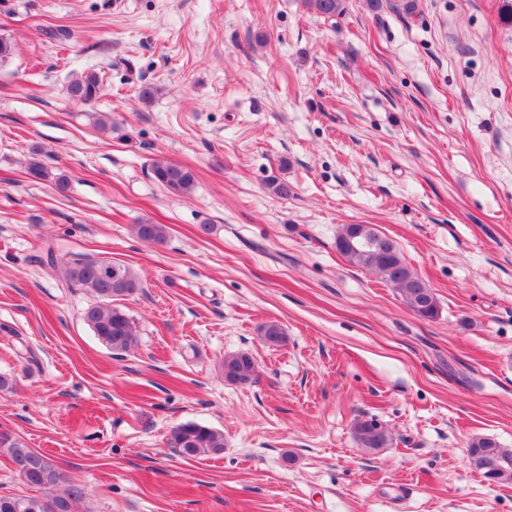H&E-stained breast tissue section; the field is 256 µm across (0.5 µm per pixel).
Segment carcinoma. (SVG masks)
<instances>
[{
    "instance_id": "1",
    "label": "carcinoma",
    "mask_w": 512,
    "mask_h": 512,
    "mask_svg": "<svg viewBox=\"0 0 512 512\" xmlns=\"http://www.w3.org/2000/svg\"><path fill=\"white\" fill-rule=\"evenodd\" d=\"M305 7L319 17H333L342 10V0H304ZM102 79L95 72H87L70 80L66 87L69 99L82 104L96 100ZM151 177L168 192L187 196L195 188L196 172L187 166L157 159L150 167ZM136 233L144 241L162 243L166 228L162 224L141 223ZM336 250L349 264L371 270L396 288L410 310L419 318L435 320L439 317L440 303L436 293L408 266L394 241L373 224H344L336 237ZM38 263L46 269L62 267L70 288H82L96 298L84 311V321L95 336L113 351H126L134 345V327L129 316L112 304V299L130 297L143 288V283L129 267L112 264V272H103L101 260L93 258L65 259L47 252ZM261 340L269 346L288 342L285 330L276 322H268L259 329ZM224 380L247 385L256 378V363L248 352L224 356ZM354 436L361 448L377 450L388 448L392 436L375 419L359 420ZM170 447L187 459L218 456L224 453V434L195 422L182 423L170 432ZM0 446L7 450L18 476L28 486L41 492L39 496H0V512H79L86 492L65 470L46 456L31 448L0 436ZM471 467L484 473L489 461L496 462L493 479L497 483L512 482V448H505L489 437H476L468 446Z\"/></svg>"
}]
</instances>
